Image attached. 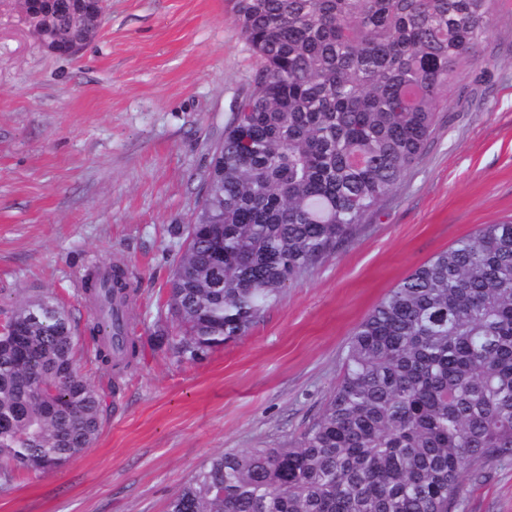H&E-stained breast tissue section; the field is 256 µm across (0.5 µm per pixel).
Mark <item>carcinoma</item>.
I'll use <instances>...</instances> for the list:
<instances>
[{"label": "carcinoma", "mask_w": 512, "mask_h": 512, "mask_svg": "<svg viewBox=\"0 0 512 512\" xmlns=\"http://www.w3.org/2000/svg\"><path fill=\"white\" fill-rule=\"evenodd\" d=\"M90 0H43L51 30ZM494 0H235L260 60L213 155L154 344L181 363L247 335L289 282L331 256L405 179L459 72L479 62ZM97 311L89 382L69 309L3 311L0 485L97 440L115 379L141 355L132 274L82 280ZM512 462V220L414 268L354 329L336 389L288 443L211 457L167 512H459L465 478Z\"/></svg>", "instance_id": "cac0c4a2"}]
</instances>
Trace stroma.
<instances>
[{"instance_id":"stroma-1","label":"stroma","mask_w":512,"mask_h":512,"mask_svg":"<svg viewBox=\"0 0 512 512\" xmlns=\"http://www.w3.org/2000/svg\"><path fill=\"white\" fill-rule=\"evenodd\" d=\"M235 0H109L76 57L49 53L0 0V309L50 294L77 327L85 270L136 276L135 333H154L211 158L260 66ZM401 185L332 256L284 288L247 336L195 364L145 349L98 439L42 475L16 472L0 512H166L220 452L283 444L320 414L350 334L413 268L512 218V0ZM461 512H512V463L466 479Z\"/></svg>"}]
</instances>
